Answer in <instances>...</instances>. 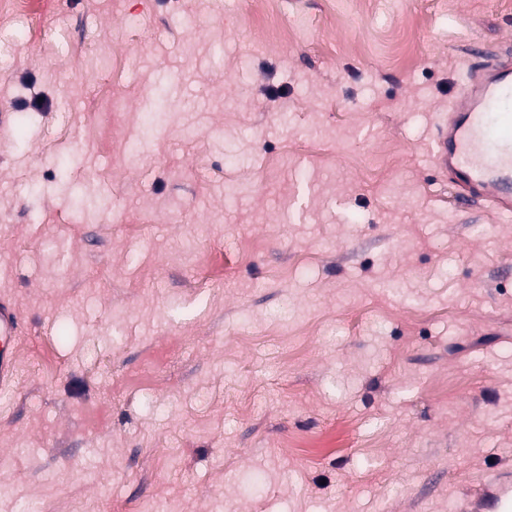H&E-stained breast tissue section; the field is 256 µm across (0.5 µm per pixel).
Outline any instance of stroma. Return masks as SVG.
Segmentation results:
<instances>
[{
    "mask_svg": "<svg viewBox=\"0 0 512 512\" xmlns=\"http://www.w3.org/2000/svg\"><path fill=\"white\" fill-rule=\"evenodd\" d=\"M348 3L0 15V512H452L512 466V220L430 159L512 0ZM20 319L14 304L0 298V386L13 381L18 364V330Z\"/></svg>",
    "mask_w": 512,
    "mask_h": 512,
    "instance_id": "obj_1",
    "label": "stroma"
}]
</instances>
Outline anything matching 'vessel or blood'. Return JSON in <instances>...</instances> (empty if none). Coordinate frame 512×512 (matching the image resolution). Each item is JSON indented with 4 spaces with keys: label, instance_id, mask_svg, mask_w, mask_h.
<instances>
[{
    "label": "vessel or blood",
    "instance_id": "b4317fda",
    "mask_svg": "<svg viewBox=\"0 0 512 512\" xmlns=\"http://www.w3.org/2000/svg\"><path fill=\"white\" fill-rule=\"evenodd\" d=\"M431 161L459 196L512 215V58L472 69L436 129ZM20 319L0 298V386L13 381ZM457 512H512V469H498L457 501Z\"/></svg>",
    "mask_w": 512,
    "mask_h": 512
}]
</instances>
